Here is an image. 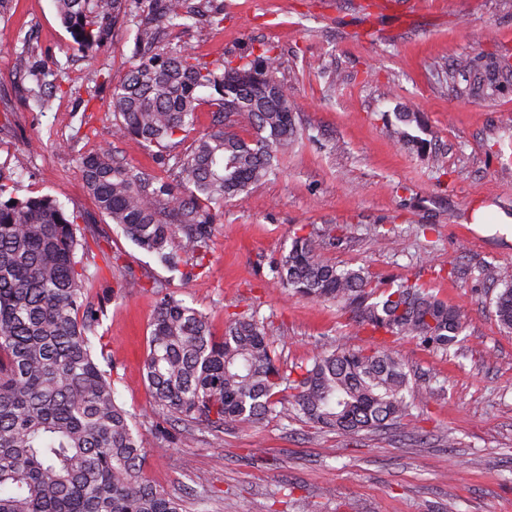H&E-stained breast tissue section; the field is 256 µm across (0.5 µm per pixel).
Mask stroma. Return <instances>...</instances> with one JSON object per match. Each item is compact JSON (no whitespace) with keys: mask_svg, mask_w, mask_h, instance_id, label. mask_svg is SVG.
Here are the masks:
<instances>
[{"mask_svg":"<svg viewBox=\"0 0 512 512\" xmlns=\"http://www.w3.org/2000/svg\"><path fill=\"white\" fill-rule=\"evenodd\" d=\"M385 1L379 12L378 0H222L223 24L175 33L209 62L273 46L303 131L279 177L219 209L206 271L188 279L99 212L77 161L104 147L168 175L164 151L112 134L110 84L132 60L133 31L87 54L52 0H0V176L14 196H54L97 225L88 260L98 269L90 300L104 309L100 343L120 403L139 417L147 478L183 497L186 512H512V335L499 327L495 285L478 279L482 267H512V241L469 220L488 205L512 216V0ZM487 54L501 62L491 100L477 73L448 77L458 59ZM27 66L59 74L63 92L48 111L30 97ZM330 69L332 87L322 76ZM400 112L418 113L408 132L428 153L395 136ZM303 224L346 225L328 252L338 265L384 283H430L464 316L460 354L369 338L335 306L275 285L270 269ZM451 265L457 274L445 276ZM117 269L146 290L116 294ZM164 292L201 310L218 334L226 313L258 311L290 366L335 343L386 350L417 380L419 418L355 440L286 416L218 432L179 423L158 439L143 359Z\"/></svg>","mask_w":512,"mask_h":512,"instance_id":"obj_1","label":"stroma"}]
</instances>
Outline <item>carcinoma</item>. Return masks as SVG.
<instances>
[{
    "label": "carcinoma",
    "mask_w": 512,
    "mask_h": 512,
    "mask_svg": "<svg viewBox=\"0 0 512 512\" xmlns=\"http://www.w3.org/2000/svg\"><path fill=\"white\" fill-rule=\"evenodd\" d=\"M79 49L101 47L134 26L135 59L112 84L115 134L146 149H170L203 104L213 128L189 152L169 156L183 191L101 148L80 156L98 209L131 242L172 268L204 269L211 208L276 175L297 138L296 112L279 78L280 56L265 49L208 62L171 42L176 29L218 27L217 0H148L134 16L129 0H54ZM42 109L58 90L52 70L32 72ZM248 136L241 135V131ZM0 177V512H183L181 499L145 476L146 451L132 414L118 401L94 338L101 308L88 299L90 226L56 198H3ZM346 227L295 234L271 268L274 283L303 298L329 301L361 331L410 337L447 353L460 343L462 314L418 281H374L324 251ZM500 285L495 313L512 334V270L485 267ZM143 370L157 416L212 429L294 415L355 439L412 415L410 379L389 352L338 346L288 367L256 311L225 318L211 332L197 308L164 295L147 339Z\"/></svg>",
    "instance_id": "obj_1"
}]
</instances>
